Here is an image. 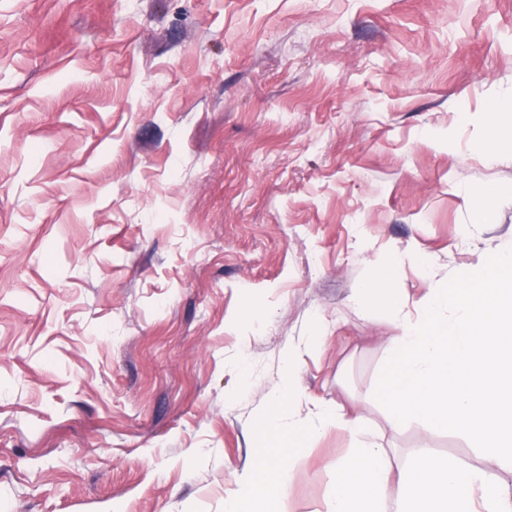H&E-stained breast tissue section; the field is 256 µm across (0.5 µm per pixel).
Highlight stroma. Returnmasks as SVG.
I'll return each instance as SVG.
<instances>
[{"label":"stroma","instance_id":"obj_1","mask_svg":"<svg viewBox=\"0 0 512 512\" xmlns=\"http://www.w3.org/2000/svg\"><path fill=\"white\" fill-rule=\"evenodd\" d=\"M512 0H0V512H224L289 411L355 409L395 466L463 437L374 397L395 292L512 248ZM495 189L486 212L476 202ZM328 427L283 512H329ZM301 355V348L288 350L282 384L274 389L271 404L265 417L266 429L263 433L266 435L268 433H278L286 425L283 422L282 407L287 400L288 402L290 400L294 386L295 367Z\"/></svg>","mask_w":512,"mask_h":512}]
</instances>
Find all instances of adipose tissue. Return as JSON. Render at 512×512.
<instances>
[{"label": "adipose tissue", "instance_id": "adipose-tissue-1", "mask_svg": "<svg viewBox=\"0 0 512 512\" xmlns=\"http://www.w3.org/2000/svg\"><path fill=\"white\" fill-rule=\"evenodd\" d=\"M301 349L288 352L281 386L274 389L265 417L267 432L281 436L277 448L253 469L238 475L235 490L224 499V512H279L297 477L292 462L298 450L297 434L313 440L324 428L349 433L348 456L336 459L331 512H512V488L485 469L460 470L449 458L418 448L413 465L396 470L387 450L369 435L360 415L341 405H316L305 419H283L290 399Z\"/></svg>", "mask_w": 512, "mask_h": 512}]
</instances>
